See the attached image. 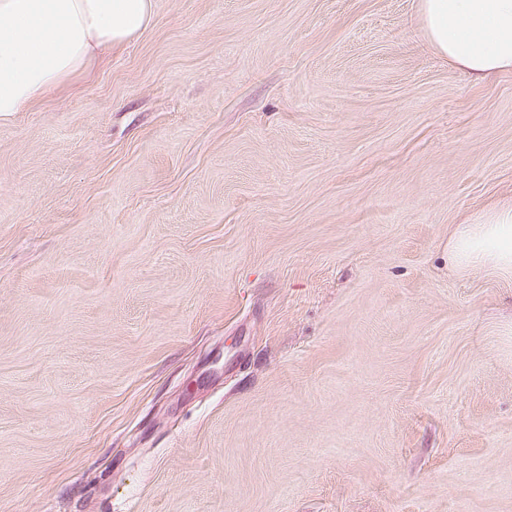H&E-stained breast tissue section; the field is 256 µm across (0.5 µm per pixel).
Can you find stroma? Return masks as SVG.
Returning a JSON list of instances; mask_svg holds the SVG:
<instances>
[{
    "label": "stroma",
    "mask_w": 512,
    "mask_h": 512,
    "mask_svg": "<svg viewBox=\"0 0 512 512\" xmlns=\"http://www.w3.org/2000/svg\"><path fill=\"white\" fill-rule=\"evenodd\" d=\"M506 197L419 0H155L0 115V512H512ZM456 225L448 237V257L453 266L512 275V198Z\"/></svg>",
    "instance_id": "stroma-1"
}]
</instances>
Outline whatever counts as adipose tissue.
I'll return each instance as SVG.
<instances>
[{
	"mask_svg": "<svg viewBox=\"0 0 512 512\" xmlns=\"http://www.w3.org/2000/svg\"><path fill=\"white\" fill-rule=\"evenodd\" d=\"M154 0H0V114L21 112L154 20ZM434 49L481 82L512 73V0H420ZM459 269L512 275V198L448 238Z\"/></svg>",
	"mask_w": 512,
	"mask_h": 512,
	"instance_id": "obj_1",
	"label": "adipose tissue"
}]
</instances>
